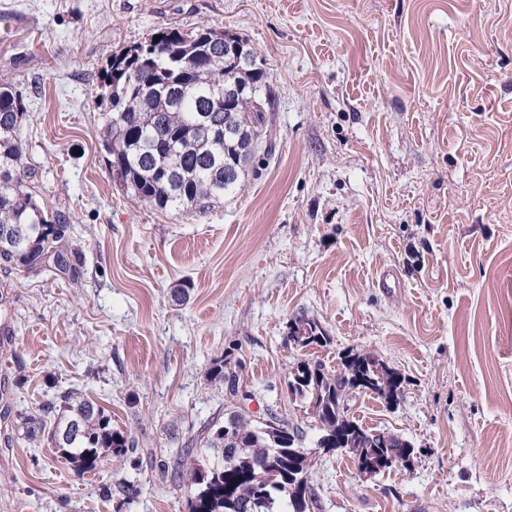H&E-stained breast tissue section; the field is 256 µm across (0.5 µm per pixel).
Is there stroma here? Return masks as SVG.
<instances>
[{
  "label": "stroma",
  "instance_id": "1",
  "mask_svg": "<svg viewBox=\"0 0 512 512\" xmlns=\"http://www.w3.org/2000/svg\"><path fill=\"white\" fill-rule=\"evenodd\" d=\"M200 26L255 51L274 149L239 195L162 211L112 176L101 74L155 29ZM1 73L73 271L0 262V512H189L173 469L237 403L298 429L316 512H512V0H0ZM299 317L328 343L291 344ZM352 351L402 376L397 402L348 414L410 441L409 467L316 446L290 370ZM64 393L136 450L85 472L18 442ZM212 379L224 388L225 394L229 395L228 399H233L237 396L240 377L235 370L228 368L226 364L224 366L221 365L213 370Z\"/></svg>",
  "mask_w": 512,
  "mask_h": 512
}]
</instances>
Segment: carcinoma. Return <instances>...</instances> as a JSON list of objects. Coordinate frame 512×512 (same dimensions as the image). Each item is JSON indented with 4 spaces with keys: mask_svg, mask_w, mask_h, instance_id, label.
<instances>
[{
    "mask_svg": "<svg viewBox=\"0 0 512 512\" xmlns=\"http://www.w3.org/2000/svg\"><path fill=\"white\" fill-rule=\"evenodd\" d=\"M226 33L202 26L185 33L161 28L136 46L112 52L102 95L108 108L103 131L110 168L120 173L131 196L161 210L205 212L224 197L237 194L244 171L259 148L270 154L274 102L257 66L255 53L246 63L224 54ZM224 84L237 88L231 111L215 93ZM25 106L11 83L0 78V260L28 271L43 270L48 258L62 274L71 270L58 246L65 218L37 204L32 168L23 161L21 122ZM288 340L305 348L327 342L314 320L297 318ZM373 367V392L389 400L396 371L378 358L349 352L336 372L320 363L298 362L288 386L308 401V410L323 436L342 433V449L366 471L371 458L392 467L414 455L410 442L392 435L382 443L374 433L345 414L346 398L361 391L355 373L364 362ZM229 398L237 396L240 377L219 366L212 372ZM61 415L48 441L82 470H94L100 452L122 453L134 442L112 430L101 408L70 396L62 399ZM231 424L233 443L225 442ZM211 455L191 464L178 476L190 492V512H311L316 494L310 482V457L298 431L275 413L254 426L237 411L215 423L203 437Z\"/></svg>",
    "mask_w": 512,
    "mask_h": 512,
    "instance_id": "1",
    "label": "carcinoma"
}]
</instances>
